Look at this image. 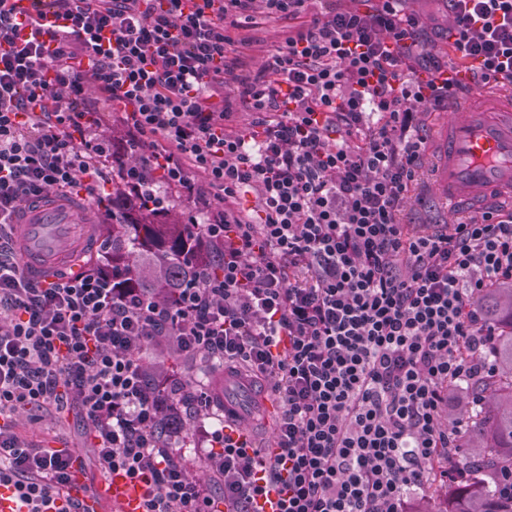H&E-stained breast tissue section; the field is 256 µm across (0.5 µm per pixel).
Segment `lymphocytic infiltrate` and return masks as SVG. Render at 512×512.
I'll return each mask as SVG.
<instances>
[{"label": "lymphocytic infiltrate", "instance_id": "obj_1", "mask_svg": "<svg viewBox=\"0 0 512 512\" xmlns=\"http://www.w3.org/2000/svg\"><path fill=\"white\" fill-rule=\"evenodd\" d=\"M255 0H0V483L53 512L87 463L149 487L143 512H406L431 463L454 467L468 425L449 393L496 377L500 327L481 308L512 282V207L407 224L426 164L418 107L459 90L406 0H264L294 29L255 73L228 61ZM451 49L472 90L512 88V0H448ZM138 150L86 137L96 102ZM250 119L234 129L237 108ZM133 196L156 172L206 217L224 267L196 271L175 303L118 287L98 265L45 283L18 258L25 207L93 199L112 164ZM253 206L240 208L242 196ZM152 343L218 357L270 386L271 447L206 434L224 496L161 449L187 390L151 379ZM77 409L92 461L14 431L21 413Z\"/></svg>", "mask_w": 512, "mask_h": 512}]
</instances>
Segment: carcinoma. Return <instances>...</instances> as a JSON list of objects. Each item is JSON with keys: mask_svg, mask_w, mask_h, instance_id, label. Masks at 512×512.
<instances>
[{"mask_svg": "<svg viewBox=\"0 0 512 512\" xmlns=\"http://www.w3.org/2000/svg\"><path fill=\"white\" fill-rule=\"evenodd\" d=\"M146 190L166 196L165 209L152 208L144 199L127 203L126 185L112 166V223L99 225L108 258L99 255L96 260L109 267L122 287L168 296L187 285L197 268L220 269L221 256L190 234L162 179L150 178ZM482 307L504 328L496 361L500 375L512 376V284L497 288L495 296L482 300ZM480 391L486 406L471 420L468 437L477 443L474 456L482 459V466L452 494L444 512H512V499L501 496L495 480L501 467L512 466V381L498 379Z\"/></svg>", "mask_w": 512, "mask_h": 512, "instance_id": "1", "label": "carcinoma"}]
</instances>
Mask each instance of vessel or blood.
I'll list each match as a JSON object with an SVG mask.
<instances>
[{
  "label": "vessel or blood",
  "mask_w": 512,
  "mask_h": 512,
  "mask_svg": "<svg viewBox=\"0 0 512 512\" xmlns=\"http://www.w3.org/2000/svg\"><path fill=\"white\" fill-rule=\"evenodd\" d=\"M435 191L444 210L457 215L465 207H487L512 198V113L449 115L436 128ZM78 206L58 203L25 212L18 226L19 257L31 277L51 281L62 270L79 271L71 257ZM144 491L119 474L101 478L83 499L88 512H143Z\"/></svg>",
  "instance_id": "1"
}]
</instances>
